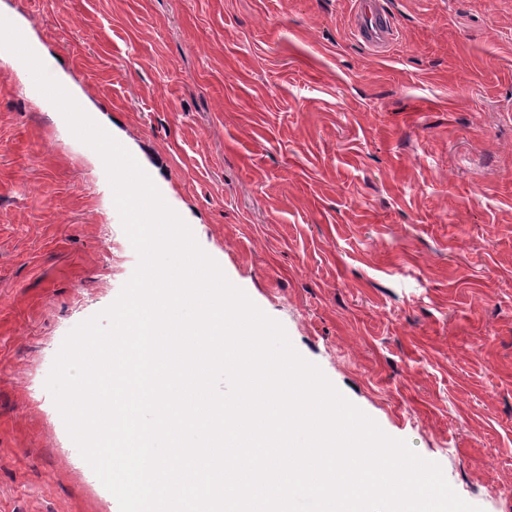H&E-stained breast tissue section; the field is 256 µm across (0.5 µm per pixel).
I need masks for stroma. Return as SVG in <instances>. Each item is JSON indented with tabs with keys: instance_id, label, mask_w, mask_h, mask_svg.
<instances>
[{
	"instance_id": "35a3bbf8",
	"label": "stroma",
	"mask_w": 512,
	"mask_h": 512,
	"mask_svg": "<svg viewBox=\"0 0 512 512\" xmlns=\"http://www.w3.org/2000/svg\"><path fill=\"white\" fill-rule=\"evenodd\" d=\"M0 0L298 353L512 512V0ZM0 50V512H119L45 387L138 256L100 156ZM353 15L354 36L368 50L384 56L398 37V27L380 0H356Z\"/></svg>"
}]
</instances>
